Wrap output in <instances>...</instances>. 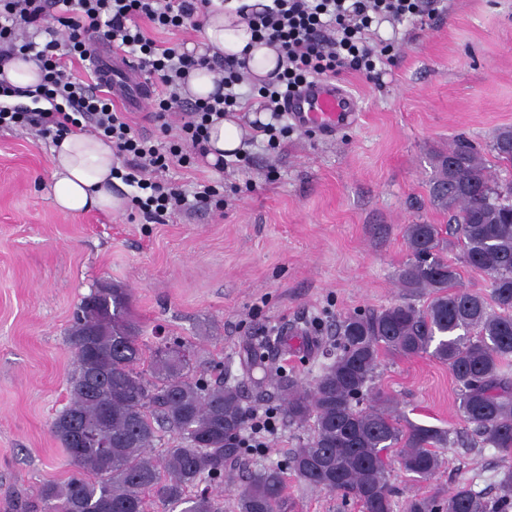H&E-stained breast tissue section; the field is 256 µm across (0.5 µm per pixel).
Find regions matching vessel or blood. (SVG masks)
Wrapping results in <instances>:
<instances>
[{
    "label": "vessel or blood",
    "instance_id": "1",
    "mask_svg": "<svg viewBox=\"0 0 512 512\" xmlns=\"http://www.w3.org/2000/svg\"><path fill=\"white\" fill-rule=\"evenodd\" d=\"M94 67L115 103L127 111H139L149 86L128 55L95 52ZM287 112L297 127L326 138L353 125L358 115L355 99L339 84L325 80L313 81L289 99Z\"/></svg>",
    "mask_w": 512,
    "mask_h": 512
}]
</instances>
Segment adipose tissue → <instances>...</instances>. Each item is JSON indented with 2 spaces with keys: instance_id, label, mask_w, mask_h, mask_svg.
Instances as JSON below:
<instances>
[{
  "instance_id": "ef3b65f1",
  "label": "adipose tissue",
  "mask_w": 512,
  "mask_h": 512,
  "mask_svg": "<svg viewBox=\"0 0 512 512\" xmlns=\"http://www.w3.org/2000/svg\"><path fill=\"white\" fill-rule=\"evenodd\" d=\"M216 11L206 19L200 42L187 43L185 50L194 55L246 56L247 68L255 82H262L278 68L277 53L251 39L246 23L237 15L240 6L261 11L270 0H212ZM246 130L238 117L224 116L209 128L208 163L233 158L240 152ZM119 161L112 144L90 133H69L58 138L52 148L48 196L53 206L70 215L91 210L105 213L124 211L126 196L118 191L119 179L112 169Z\"/></svg>"
}]
</instances>
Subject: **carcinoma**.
I'll return each instance as SVG.
<instances>
[{
    "label": "carcinoma",
    "instance_id": "1",
    "mask_svg": "<svg viewBox=\"0 0 512 512\" xmlns=\"http://www.w3.org/2000/svg\"><path fill=\"white\" fill-rule=\"evenodd\" d=\"M492 148L512 166V127L497 132ZM433 168L430 200L450 214L463 262L490 276L489 297L457 287L438 225H407L399 283L410 298L342 319L332 343L313 353L324 363L312 380L278 377L285 421L307 434L284 463L244 469L235 512H288V474L361 512H394L388 452L423 480L441 468L439 449L452 443L451 430L413 423L391 406L378 384L384 351L447 364L472 442L507 463L491 498L459 485L446 496L409 497L403 512H512V185L498 187L481 151L463 138ZM417 295L426 302L417 304ZM129 301L124 288H98L75 312L69 342L85 358L51 430L76 471L41 487L40 512H150V493L168 512H224V495L212 488L248 452L242 433L250 410L240 385L230 376L212 382L192 358L170 354L190 351L184 343L146 350ZM75 423L95 429L96 445L74 449ZM164 429L177 440L158 450Z\"/></svg>",
    "mask_w": 512,
    "mask_h": 512
}]
</instances>
